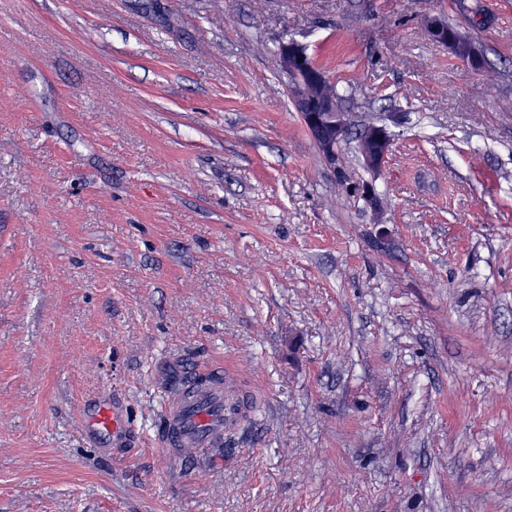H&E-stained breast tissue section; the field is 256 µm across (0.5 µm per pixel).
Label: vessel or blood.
Returning a JSON list of instances; mask_svg holds the SVG:
<instances>
[{
  "label": "vessel or blood",
  "instance_id": "b4317fda",
  "mask_svg": "<svg viewBox=\"0 0 512 512\" xmlns=\"http://www.w3.org/2000/svg\"><path fill=\"white\" fill-rule=\"evenodd\" d=\"M243 400L232 397L230 385L213 370L198 372L184 385L154 423L155 441L164 454L174 456L190 448H220L224 432L245 415ZM90 424L103 433H121L126 425L109 408L98 410Z\"/></svg>",
  "mask_w": 512,
  "mask_h": 512
}]
</instances>
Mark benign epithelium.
Wrapping results in <instances>:
<instances>
[{"instance_id":"1","label":"benign epithelium","mask_w":512,"mask_h":512,"mask_svg":"<svg viewBox=\"0 0 512 512\" xmlns=\"http://www.w3.org/2000/svg\"><path fill=\"white\" fill-rule=\"evenodd\" d=\"M428 35L448 49L474 71L485 67L481 50L471 45L462 47L455 31L438 18L425 23ZM277 65L287 76L293 93L294 107L316 143L325 161L336 166L337 148L349 135L352 115L340 102L325 91V74L313 63L306 46L290 38L280 41ZM392 148V138L387 126L378 121L369 122L357 133L356 151L362 166L376 173L381 170Z\"/></svg>"}]
</instances>
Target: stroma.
Segmentation results:
<instances>
[{"label": "stroma", "instance_id": "stroma-1", "mask_svg": "<svg viewBox=\"0 0 512 512\" xmlns=\"http://www.w3.org/2000/svg\"><path fill=\"white\" fill-rule=\"evenodd\" d=\"M286 35L380 172L323 160ZM212 368L249 420L161 464ZM0 512H512V0H0ZM425 26L432 40L447 48L451 54L465 63L470 69L474 71L484 69L485 59L481 50L475 45H470L466 49L463 48L456 32L448 29V27L456 28L455 26L438 18H428ZM356 140V151L362 166L373 173L380 171L392 148L387 126L378 121L364 124ZM89 424L100 432H112V435L121 433L126 429V424L121 418L106 407L100 408L95 416L89 420Z\"/></svg>", "mask_w": 512, "mask_h": 512}]
</instances>
